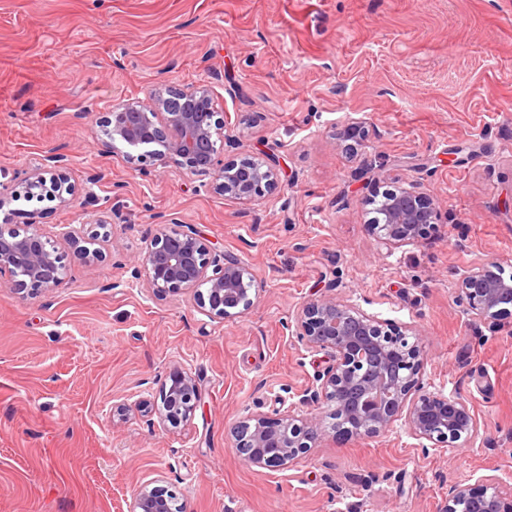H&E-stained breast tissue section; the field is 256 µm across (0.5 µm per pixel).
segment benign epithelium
<instances>
[{
    "mask_svg": "<svg viewBox=\"0 0 512 512\" xmlns=\"http://www.w3.org/2000/svg\"><path fill=\"white\" fill-rule=\"evenodd\" d=\"M228 120L215 110L213 91L202 82L167 85L145 102H120L105 117L104 128L110 141H121L131 149L127 159L136 168L169 157L190 174L211 175L213 190L227 199L261 202L279 188L277 160L266 155L223 162L213 136ZM153 144L158 148L148 149ZM12 194L28 200L57 199L64 207L79 198V190L68 181L67 159L56 154L44 156ZM376 213L367 227L381 245L392 248L425 236L434 227L437 210L429 197L412 186L384 192ZM108 225L107 220H99L98 227L105 233L91 238H80L73 230L66 236L74 243H85L82 254L96 257L99 250L90 246L99 239L109 240ZM63 271L62 255L38 232L36 223L28 224L22 234L0 227V276H10L8 282L0 281V288L36 296L59 287ZM131 278L143 281L156 295L194 292L199 307L219 323L248 310L260 290L240 259L218 250L195 225L176 219L152 238L132 267ZM459 292L470 320L492 329L501 316L512 312L511 279L483 270L468 272L460 279ZM288 329L308 349L328 356V366L299 393V404L334 406L333 440L379 435L398 421L425 450L448 452L463 438H479L480 420L468 402L426 389L422 381L425 357L416 332L326 297L307 302ZM200 403L195 377L176 365L169 371L159 400L143 398L135 406L157 416L163 428L177 432ZM322 435L317 418H302L293 407L272 416L253 415L231 429L241 459L270 471L281 470L291 459L307 453ZM170 499L158 487H144L134 495L130 512H170ZM441 512H512V493L506 495L493 484L480 489L457 485L449 491Z\"/></svg>",
    "mask_w": 512,
    "mask_h": 512,
    "instance_id": "obj_1",
    "label": "benign epithelium"
}]
</instances>
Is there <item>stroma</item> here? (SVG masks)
<instances>
[{"label":"stroma","mask_w":512,"mask_h":512,"mask_svg":"<svg viewBox=\"0 0 512 512\" xmlns=\"http://www.w3.org/2000/svg\"><path fill=\"white\" fill-rule=\"evenodd\" d=\"M202 81L232 115L224 161L279 157L265 201L109 145L113 101ZM354 121L352 155L338 134ZM49 153L93 203L12 196ZM410 185L437 226L381 247L370 199ZM102 215L111 240L85 259L63 232ZM173 217L247 264L261 290L240 317L132 279ZM32 219L66 269L37 297L0 288V512H129L143 486L182 512H440L452 486L512 484V318L469 321L458 290L471 270L512 277V0H0V225ZM318 296L416 331L426 388L467 401L479 438L425 451L399 421L277 472L244 463L233 424L286 411L326 366L286 328ZM175 365L202 404L171 433L133 405Z\"/></svg>","instance_id":"35a3bbf8"}]
</instances>
